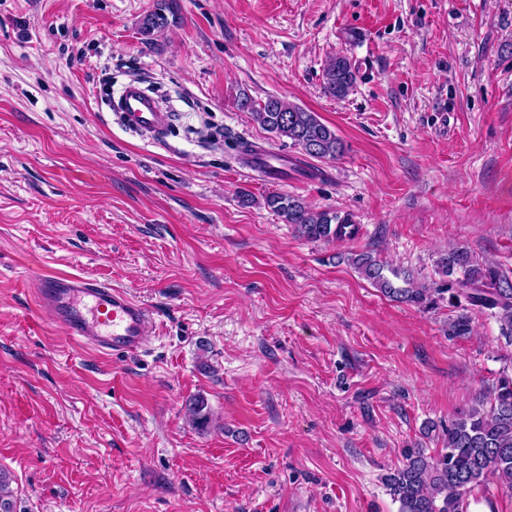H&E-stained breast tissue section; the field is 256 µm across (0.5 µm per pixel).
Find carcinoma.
Instances as JSON below:
<instances>
[{
    "label": "carcinoma",
    "mask_w": 512,
    "mask_h": 512,
    "mask_svg": "<svg viewBox=\"0 0 512 512\" xmlns=\"http://www.w3.org/2000/svg\"><path fill=\"white\" fill-rule=\"evenodd\" d=\"M171 17L177 18L176 0H156L154 9L141 20L140 33L146 38L154 36L171 25ZM356 78L349 58L338 54L326 63L324 92L344 99ZM238 106L267 132L291 140L306 157L336 159L345 151L335 129L297 104L272 96L257 102L243 92ZM262 204L310 241L342 242L360 231L350 214L314 209L298 196L273 191L263 196ZM350 261L365 280L394 301L432 309L446 300L462 308L464 313L449 324L451 336L470 332L468 310L489 313L504 333L512 334V270L481 261L464 246L452 247L439 257V280L429 284L369 252L353 253ZM187 417L200 429L209 425L211 413L204 396L189 401ZM490 477L512 490V375L506 373L489 394V406L464 410L448 426L439 453L427 456L421 449L406 451L403 466L384 481L392 499L400 504L399 512H467L470 494ZM10 484V477L0 470V512H15Z\"/></svg>",
    "instance_id": "1"
}]
</instances>
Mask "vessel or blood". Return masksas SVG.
<instances>
[{
  "label": "vessel or blood",
  "instance_id": "vessel-or-blood-1",
  "mask_svg": "<svg viewBox=\"0 0 512 512\" xmlns=\"http://www.w3.org/2000/svg\"><path fill=\"white\" fill-rule=\"evenodd\" d=\"M114 102L129 131L159 137L171 124V111L163 108L142 82L133 80L123 85ZM241 154L247 169L272 180L298 175L307 183L328 176L326 170L307 164L301 157L253 141H242ZM37 282L38 315L101 354L139 351L152 334L147 309L126 289L77 274L45 272L38 275Z\"/></svg>",
  "mask_w": 512,
  "mask_h": 512
}]
</instances>
